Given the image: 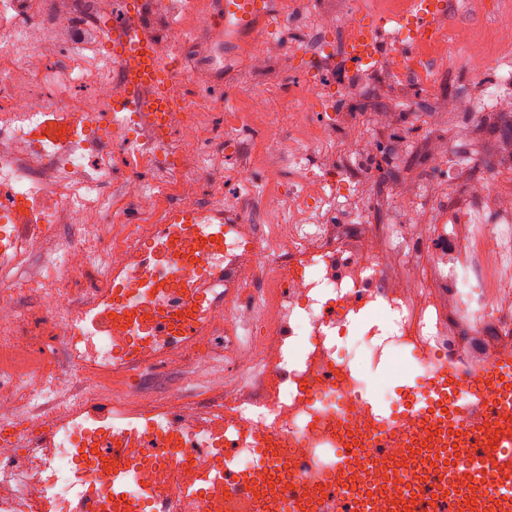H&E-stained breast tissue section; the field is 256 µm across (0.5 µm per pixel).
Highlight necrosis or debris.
Returning a JSON list of instances; mask_svg holds the SVG:
<instances>
[{"label": "necrosis or debris", "instance_id": "1", "mask_svg": "<svg viewBox=\"0 0 512 512\" xmlns=\"http://www.w3.org/2000/svg\"><path fill=\"white\" fill-rule=\"evenodd\" d=\"M166 36L154 43L191 46L200 25L197 0H165ZM143 26L126 0H0V420L19 399L49 393L39 362L43 340L62 347L81 370L85 397L68 407L54 447L20 452L0 448V512H119L92 480L104 439L120 436L119 416L145 421L175 457L151 459L126 447L119 466L133 497L160 493L165 512H225L224 483L214 477L233 444L236 465L256 474L260 512H274L281 477L261 465L254 446L279 445L301 466L323 474L338 440L354 452L375 446L378 420L362 362L379 365L385 350L407 352L420 370L438 363L481 366L512 351V189L491 174L466 177L462 210L439 202L428 223L412 227L415 196L396 191L387 224H315L311 215L329 197L346 196L353 178L323 169L316 149L332 125L307 128L292 140L261 142L267 189L260 205L268 222L248 224L235 214L237 239L224 245V270L214 274L213 302L196 315L194 335L177 325L156 326L151 309L112 320L96 349L85 348L91 319L112 302V284L132 282V302L147 288H170L183 306L193 291L187 273L170 277L144 264L146 241L173 236L186 262L199 263V242L226 217L224 138L209 118L215 106L184 93L182 57L162 53L173 73L176 107L161 131L134 112L114 111L131 93L129 62L114 57L113 14ZM295 180L283 187V164ZM175 210L209 213L210 221L173 224ZM49 258L50 274L11 279L34 253ZM82 281L61 287L60 276ZM42 295L27 311L28 291ZM384 312L376 321V312ZM254 332L241 340V317ZM219 345H211L213 337ZM356 346L340 351L336 339ZM212 349L228 372L261 369L257 389L219 387L194 400L172 391L121 390L133 376L190 364ZM107 401L112 420L88 406ZM192 431L183 447V431ZM376 447V446H375Z\"/></svg>", "mask_w": 512, "mask_h": 512}]
</instances>
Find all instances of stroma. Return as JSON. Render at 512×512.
<instances>
[{"mask_svg":"<svg viewBox=\"0 0 512 512\" xmlns=\"http://www.w3.org/2000/svg\"><path fill=\"white\" fill-rule=\"evenodd\" d=\"M305 5L298 14L294 26H282L272 33H261L255 38L262 44L274 41L273 55L263 71H254L242 64L230 43L231 33L205 28L199 44L198 66L205 69V76L188 75L185 90L194 99H208L218 103L219 109L213 119L223 128L225 137L235 141L234 150L224 154V199L239 203L244 198L242 183L237 174L247 169L248 181L254 190L264 186L265 159L260 153V137L268 132L281 136L303 131L310 122L328 117L330 111L347 113L349 120L340 124L336 141L323 155L325 168L347 167L356 173L355 194L344 208L323 213L327 224L347 223L351 211L363 210L369 221L383 224L389 218L392 206V185L399 182L411 184L417 174L424 171L423 149L433 145L446 149L448 138L460 122L456 114L447 113L448 96L453 85L440 81V73L457 75L469 91L475 111L484 115L483 121L475 126L472 145H461L458 154H465L469 148L491 152L492 146L506 137V119L512 117V92L506 93L495 112H487L481 86L488 73L473 70L465 73L463 63L473 55L471 45L456 44L447 57L435 58L423 52H415L414 61L420 73L418 76L402 78L396 74L393 55H386L374 70L360 73L357 81L351 83L331 82L336 70V59L343 53L334 35L320 34L316 22L320 13L344 14L346 0H304ZM484 10L476 15L465 14L456 8H449L451 27L465 26L478 31L480 43L489 53L501 58L512 57L511 48H499L493 43L491 30L497 20L500 0H484ZM321 86L327 101L318 111L307 109L302 101L303 94L312 86ZM264 94L271 101V113L260 119L249 115V97ZM439 107L436 128H428L425 116L432 107ZM376 111L391 113L394 122L392 132H380L370 122V115ZM358 127L361 133L378 137L379 152L369 161H361L360 152L350 135L351 127ZM41 355L51 376L56 381L55 395L48 398V407L41 412L37 421L29 420L33 404H19L21 415L27 416L25 431L37 433L40 429L54 426L55 419L50 411L57 397L75 400L82 380L78 369L61 368V355L52 342H44ZM419 369L413 359L391 357L389 365L367 369L371 381L370 393L388 391L398 396L403 386L417 377ZM230 380L236 385H256L258 374L241 375L225 373L224 363L201 353L188 368H171L152 376L133 377L137 387L150 389L159 396L167 395L171 388H178L187 399L208 394L221 380Z\"/></svg>","mask_w":512,"mask_h":512,"instance_id":"stroma-1","label":"stroma"}]
</instances>
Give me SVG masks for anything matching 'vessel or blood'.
Masks as SVG:
<instances>
[{"instance_id": "vessel-or-blood-1", "label": "vessel or blood", "mask_w": 512, "mask_h": 512, "mask_svg": "<svg viewBox=\"0 0 512 512\" xmlns=\"http://www.w3.org/2000/svg\"><path fill=\"white\" fill-rule=\"evenodd\" d=\"M209 20L213 25L238 34L253 33L274 26L276 0H211ZM446 0H407L405 11L396 16L377 15L352 27L340 73L377 67L385 53L397 50L409 54L438 36L446 25ZM122 31L114 45L118 58H142L144 64L132 74L134 92L116 111L148 112L159 117L173 103L169 91L170 72L160 61L140 29L113 19ZM146 260L179 270L180 251L168 239L147 244ZM203 268L195 272L198 289L194 308L209 303V269L223 256L222 238L206 239L202 245ZM427 427L432 435L425 447L395 449L388 472H379L375 449H365L352 459L344 448L335 449L328 483L342 490L364 488V498L350 510L338 501L323 498L314 477L278 485L276 499L283 512H371L373 503H385L388 512H487L488 501H496L497 512H512V352H505L477 369H454L445 365L431 368L405 388V402L394 410L386 426L395 431L402 421ZM479 463L478 478L458 489L450 485L448 470ZM121 471L113 468L104 475V492L121 503L122 512H142L143 503L129 498L121 489ZM256 484L252 471L234 469L224 475V501L253 502Z\"/></svg>"}]
</instances>
